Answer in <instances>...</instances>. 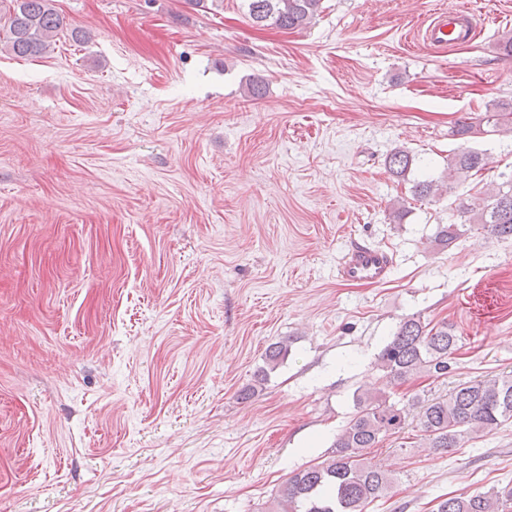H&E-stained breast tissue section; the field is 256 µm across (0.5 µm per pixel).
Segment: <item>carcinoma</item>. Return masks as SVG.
Listing matches in <instances>:
<instances>
[{
  "instance_id": "1",
  "label": "carcinoma",
  "mask_w": 512,
  "mask_h": 512,
  "mask_svg": "<svg viewBox=\"0 0 512 512\" xmlns=\"http://www.w3.org/2000/svg\"><path fill=\"white\" fill-rule=\"evenodd\" d=\"M8 2V17L0 27V48L17 57L48 53L63 32V18L53 0ZM246 2L254 24L286 30L306 27L321 7V0ZM495 132L512 133V102H497L474 121L464 116L453 130L464 137ZM417 165L416 155L404 148H396L386 157L388 172L399 181L407 180ZM488 165L485 153L463 148L448 159V178L415 181L412 196L422 202L453 194L455 175L482 173ZM457 212L465 223L478 224L498 238H512V171L499 173L480 195L460 202ZM459 237L457 223L451 222L439 227L435 241L449 247ZM457 342L455 326L445 320L433 325L419 316L404 318L379 352L377 367L399 383L422 376L445 378ZM287 353V342L272 344L256 382L267 380ZM353 402L357 413L337 434L332 455L288 478L273 499L276 512H366L369 504L390 493L392 480L385 469L363 458L365 449L402 430L411 415L427 447L438 452L460 448L471 435L490 433L512 422V376L469 380L444 396L416 399L402 406L360 387ZM437 512H512V486L448 497L439 503Z\"/></svg>"
}]
</instances>
